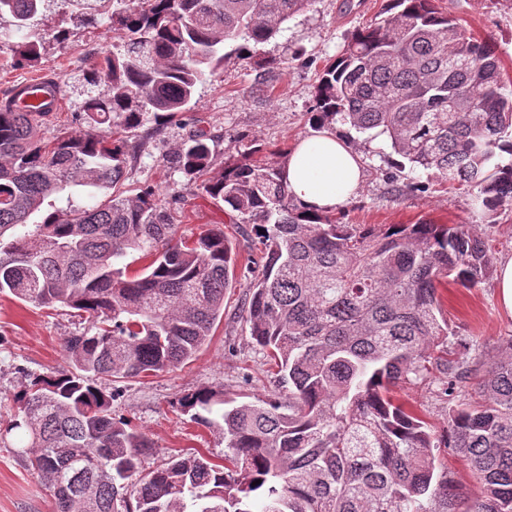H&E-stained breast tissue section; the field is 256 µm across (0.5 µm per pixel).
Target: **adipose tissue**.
<instances>
[{
  "label": "adipose tissue",
  "mask_w": 512,
  "mask_h": 512,
  "mask_svg": "<svg viewBox=\"0 0 512 512\" xmlns=\"http://www.w3.org/2000/svg\"><path fill=\"white\" fill-rule=\"evenodd\" d=\"M284 176L294 201L311 213L344 205L362 181L358 154L344 138L327 129L300 140L288 156Z\"/></svg>",
  "instance_id": "ef3b65f1"
}]
</instances>
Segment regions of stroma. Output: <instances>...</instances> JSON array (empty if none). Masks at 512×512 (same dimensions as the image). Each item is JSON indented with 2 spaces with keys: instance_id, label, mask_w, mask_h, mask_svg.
<instances>
[{
  "instance_id": "stroma-1",
  "label": "stroma",
  "mask_w": 512,
  "mask_h": 512,
  "mask_svg": "<svg viewBox=\"0 0 512 512\" xmlns=\"http://www.w3.org/2000/svg\"><path fill=\"white\" fill-rule=\"evenodd\" d=\"M386 5L387 0H314L289 19L276 38L259 45L253 58L239 57L233 44H226L223 70L198 85L188 113L163 124L147 120L135 131L143 146L127 165L126 187L152 184L165 202L171 193H179L173 207L177 237L192 240L215 229L239 246L238 276L224 294V317L195 358L170 371L114 383L119 396L112 403L113 414L129 420L155 444L144 461L145 470L173 454L201 453L223 462V438L180 412L178 401L185 394L221 390L240 402L285 395L275 367L241 317L249 289L244 277L247 259L261 256L264 245L257 235H242L225 215L223 203L189 185L187 176L167 163V156L200 127L215 138L216 167L234 162L284 164L296 143L314 131L309 111L321 68L341 53L352 32L380 18ZM436 5L468 34L494 46L504 70V89L511 92L512 0H436ZM112 11L106 0L79 23L68 0H51L29 31L48 34L55 27L68 31L67 40L48 39L33 68L12 66L6 53H0V94L38 75L60 80L62 100L42 129L45 138L79 127L83 77L93 54L112 50ZM335 130L359 153L363 182L355 198L333 210V217L346 224H465L485 232L496 258L512 255V202L487 214L474 192L418 168L394 172L386 137L371 141L341 124ZM442 302L456 338L470 344L469 357L494 354L512 336V314L502 309L494 280L468 289L449 285ZM88 326L76 310L37 307L0 295V416L14 412V396L33 377L66 367L65 338ZM393 397L417 408L436 433L444 432L448 408L439 370H432L427 380L400 384ZM0 512H56L46 482L3 447Z\"/></svg>"
}]
</instances>
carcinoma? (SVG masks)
<instances>
[{
	"mask_svg": "<svg viewBox=\"0 0 512 512\" xmlns=\"http://www.w3.org/2000/svg\"><path fill=\"white\" fill-rule=\"evenodd\" d=\"M48 0H0L19 29ZM312 0H139L112 13L117 44L84 76V128L40 136L18 88L0 99V294L87 314L65 339L68 366L34 377L0 423V443L53 489L57 512H459L461 493L434 449L468 465L480 491L467 512H512V338L490 360L473 406L460 384L480 371L469 343L450 340L441 280L472 288L495 272L488 239L467 225L340 224L292 203L283 167L240 163L213 172L212 137L195 130L170 164L223 201L264 239L250 261L242 318L269 351L285 400L238 402L201 391L181 407L224 435L228 468L172 456L143 472L153 442L112 417L98 380L136 378L195 356L224 315L236 249L221 231L175 239L154 188L122 190L133 146L123 132L151 114L189 109L198 83L224 67V44L258 46ZM43 44L8 46L32 67ZM493 45L434 0H388L354 31L315 91L313 123L384 135L399 160L476 191L490 213L512 201V94ZM74 187L96 201L29 217ZM131 251L152 257L131 275ZM436 364L447 379V428L436 435L391 388ZM259 484H254V481ZM134 497L135 507L127 504Z\"/></svg>",
	"mask_w": 512,
	"mask_h": 512,
	"instance_id": "1",
	"label": "carcinoma"
}]
</instances>
